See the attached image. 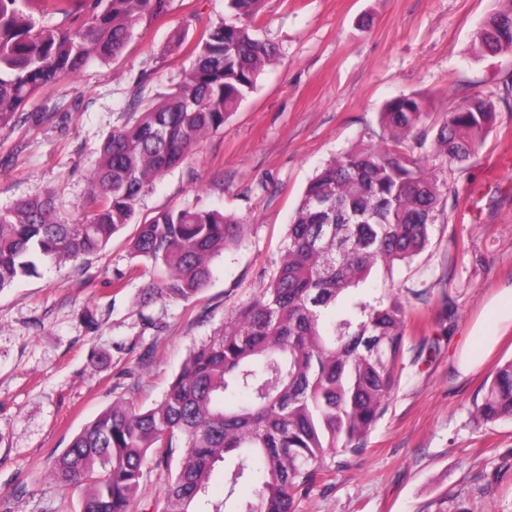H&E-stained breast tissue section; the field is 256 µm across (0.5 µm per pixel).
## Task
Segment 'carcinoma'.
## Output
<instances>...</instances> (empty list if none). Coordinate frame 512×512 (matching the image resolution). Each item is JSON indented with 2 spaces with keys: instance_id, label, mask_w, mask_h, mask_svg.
<instances>
[{
  "instance_id": "cac0c4a2",
  "label": "carcinoma",
  "mask_w": 512,
  "mask_h": 512,
  "mask_svg": "<svg viewBox=\"0 0 512 512\" xmlns=\"http://www.w3.org/2000/svg\"><path fill=\"white\" fill-rule=\"evenodd\" d=\"M262 0H225L224 19L203 31L181 82L161 101L132 99L141 112L116 126L90 172L81 217L68 221L49 196L0 210V291L39 275L43 262L103 250L131 223L145 188L177 167L205 134L224 127L275 59L258 38ZM476 35L482 57L512 54V0ZM172 0H0V124L44 88L73 78L94 57L123 49L136 24ZM61 19L58 24L49 20ZM493 103L475 96L434 114L418 95L397 96L380 119L388 137L347 151L317 171L288 224L284 253L266 286L195 347L160 402H118L52 460L80 512H130L149 460L181 458L163 489V512H298L331 471L328 459L360 455L398 385L407 352L399 295L355 298L373 268L409 263L443 216L429 159L463 162L493 124ZM244 225L218 209L171 208L139 224L134 256L150 262L143 304L197 296L212 260L238 245ZM481 422L512 420V361L496 368ZM222 470L224 497L206 498ZM251 498L237 502L241 488Z\"/></svg>"
}]
</instances>
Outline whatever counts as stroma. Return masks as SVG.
Masks as SVG:
<instances>
[{
    "label": "stroma",
    "instance_id": "35a3bbf8",
    "mask_svg": "<svg viewBox=\"0 0 512 512\" xmlns=\"http://www.w3.org/2000/svg\"><path fill=\"white\" fill-rule=\"evenodd\" d=\"M502 0H264L257 34L276 45L256 90L223 129L147 189L144 219L173 207L218 209L246 226L213 260V277L187 302L143 305L149 265L129 252L135 226L108 247L0 291V512H79V495L49 477L52 459L116 401L159 402L188 352L265 285L286 225L317 167L378 142L379 114L401 95H430L448 112L481 95L496 105L486 140L441 165L453 191L430 246L368 285L400 290L408 334L397 387L366 437L300 505V512H512V420L477 423L474 403L497 365L512 360V320L489 315L512 289V56L477 57L479 27ZM224 16V0H173L136 25L113 59L39 94L40 123L0 126V209L52 195L78 219L88 172L131 93H168L192 64L169 38ZM500 342L470 375L461 366L479 337Z\"/></svg>",
    "mask_w": 512,
    "mask_h": 512
}]
</instances>
